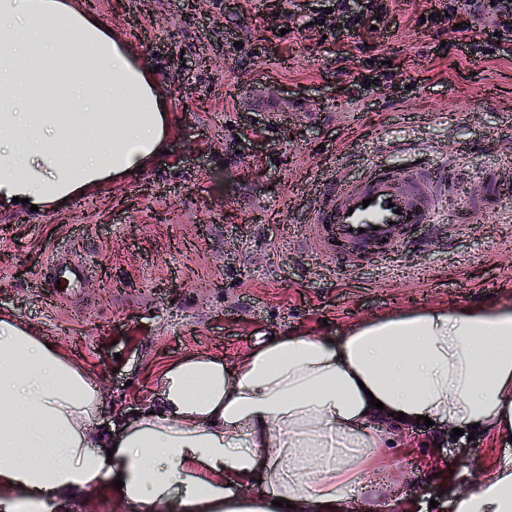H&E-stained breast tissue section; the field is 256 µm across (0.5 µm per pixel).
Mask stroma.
Wrapping results in <instances>:
<instances>
[{"mask_svg": "<svg viewBox=\"0 0 512 512\" xmlns=\"http://www.w3.org/2000/svg\"><path fill=\"white\" fill-rule=\"evenodd\" d=\"M93 11L156 69L171 115L165 153L146 170L46 212L0 203V314L92 370L98 419L132 418L160 372L184 356L232 361L264 336L341 335L365 319L414 307L512 306V215L486 213L450 248L402 251L387 266L337 274L336 260L298 241L307 184L338 152L350 181L376 159L409 164L412 149L462 150L471 186L512 157V58L470 56L464 10L442 31L443 0H388L360 9L355 32L309 26L315 0H70ZM81 266L62 303L42 272ZM512 442L489 437L433 447L418 432L351 493L339 512H418L453 498L429 479L435 461L489 475Z\"/></svg>", "mask_w": 512, "mask_h": 512, "instance_id": "obj_1", "label": "stroma"}]
</instances>
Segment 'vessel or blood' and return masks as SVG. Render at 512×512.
Here are the masks:
<instances>
[{
	"instance_id": "obj_1",
	"label": "vessel or blood",
	"mask_w": 512,
	"mask_h": 512,
	"mask_svg": "<svg viewBox=\"0 0 512 512\" xmlns=\"http://www.w3.org/2000/svg\"><path fill=\"white\" fill-rule=\"evenodd\" d=\"M335 171L322 166L311 184L312 206L299 238L308 250L334 257L343 268L404 248L424 253L448 247L458 231L512 199L508 163L482 171L483 193L477 198L464 194L466 169L453 155L405 168L379 160L350 182Z\"/></svg>"
}]
</instances>
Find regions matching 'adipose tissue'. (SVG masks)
Here are the masks:
<instances>
[{
    "mask_svg": "<svg viewBox=\"0 0 512 512\" xmlns=\"http://www.w3.org/2000/svg\"><path fill=\"white\" fill-rule=\"evenodd\" d=\"M168 129L148 61L97 18L0 0V201L43 209L143 171ZM76 140L90 149L73 159ZM102 401L96 375L0 316V512L65 510L95 487L140 512H338L417 416L437 442L475 423L512 436V307L414 310L331 341L284 332L165 368L132 421L98 425ZM439 507L512 512V461Z\"/></svg>",
    "mask_w": 512,
    "mask_h": 512,
    "instance_id": "1",
    "label": "adipose tissue"
}]
</instances>
